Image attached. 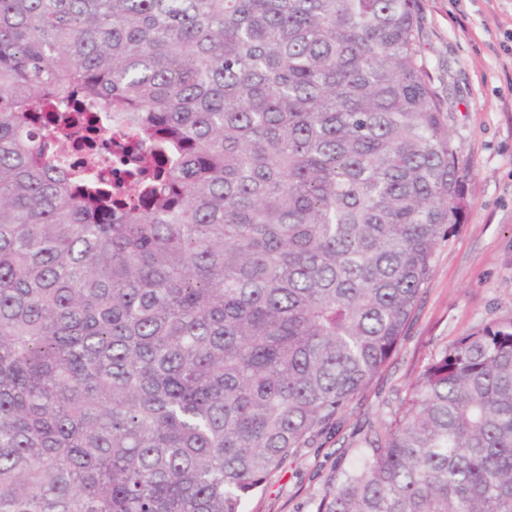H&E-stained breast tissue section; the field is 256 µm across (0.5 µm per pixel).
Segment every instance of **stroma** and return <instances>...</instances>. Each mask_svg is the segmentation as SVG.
<instances>
[{
    "mask_svg": "<svg viewBox=\"0 0 512 512\" xmlns=\"http://www.w3.org/2000/svg\"><path fill=\"white\" fill-rule=\"evenodd\" d=\"M420 51L461 151L465 209L398 350L337 432L297 449L244 512H315L368 427L392 419L422 365L458 337L512 317V0H417Z\"/></svg>",
    "mask_w": 512,
    "mask_h": 512,
    "instance_id": "stroma-1",
    "label": "stroma"
}]
</instances>
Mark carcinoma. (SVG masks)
Instances as JSON below:
<instances>
[{"instance_id": "cac0c4a2", "label": "carcinoma", "mask_w": 512, "mask_h": 512, "mask_svg": "<svg viewBox=\"0 0 512 512\" xmlns=\"http://www.w3.org/2000/svg\"><path fill=\"white\" fill-rule=\"evenodd\" d=\"M415 0H0V512H244L397 351L465 207ZM125 130L130 190L56 149ZM316 512H512V317Z\"/></svg>"}]
</instances>
